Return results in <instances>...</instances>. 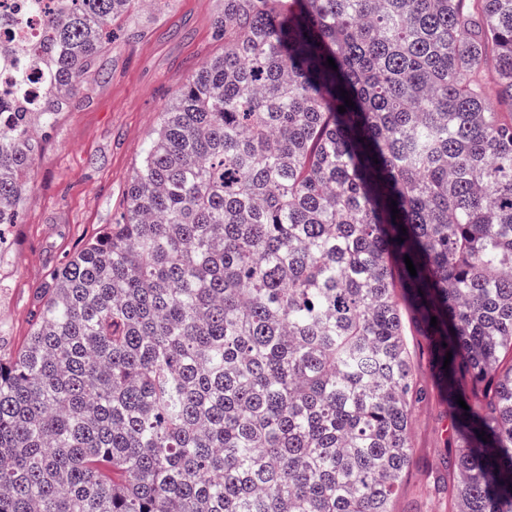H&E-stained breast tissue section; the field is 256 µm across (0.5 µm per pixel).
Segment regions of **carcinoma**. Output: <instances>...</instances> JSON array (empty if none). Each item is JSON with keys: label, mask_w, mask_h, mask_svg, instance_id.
Instances as JSON below:
<instances>
[{"label": "carcinoma", "mask_w": 512, "mask_h": 512, "mask_svg": "<svg viewBox=\"0 0 512 512\" xmlns=\"http://www.w3.org/2000/svg\"><path fill=\"white\" fill-rule=\"evenodd\" d=\"M155 2L28 0L47 92L18 70L0 111V225L35 127ZM216 25L120 222L0 352V512H395L406 310L448 398V512H512V0H224Z\"/></svg>", "instance_id": "carcinoma-1"}]
</instances>
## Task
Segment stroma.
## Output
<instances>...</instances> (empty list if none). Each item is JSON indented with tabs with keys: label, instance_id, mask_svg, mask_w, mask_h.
<instances>
[{
	"label": "stroma",
	"instance_id": "obj_1",
	"mask_svg": "<svg viewBox=\"0 0 512 512\" xmlns=\"http://www.w3.org/2000/svg\"><path fill=\"white\" fill-rule=\"evenodd\" d=\"M224 0H161L131 11L96 56L69 108L43 133V154L0 245V345L21 348L55 269L124 211L126 192L178 82L219 55ZM415 380L426 392L411 422L413 461L396 512H448L449 412L414 325Z\"/></svg>",
	"mask_w": 512,
	"mask_h": 512
}]
</instances>
